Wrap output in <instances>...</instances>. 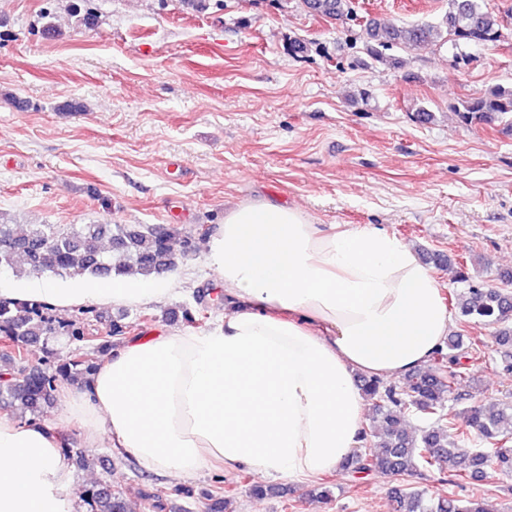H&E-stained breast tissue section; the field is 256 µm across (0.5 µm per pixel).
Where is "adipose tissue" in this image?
<instances>
[{
    "label": "adipose tissue",
    "instance_id": "ef3b65f1",
    "mask_svg": "<svg viewBox=\"0 0 512 512\" xmlns=\"http://www.w3.org/2000/svg\"><path fill=\"white\" fill-rule=\"evenodd\" d=\"M228 308L211 328L154 333L109 354L63 409L146 470L178 480L221 463L316 478L362 444L358 376L401 379L444 347L433 270L383 227L316 224L272 200L237 206L205 242ZM170 284L79 282L44 301L153 305ZM56 426L0 419V512H79Z\"/></svg>",
    "mask_w": 512,
    "mask_h": 512
}]
</instances>
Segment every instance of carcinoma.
<instances>
[{"mask_svg": "<svg viewBox=\"0 0 512 512\" xmlns=\"http://www.w3.org/2000/svg\"><path fill=\"white\" fill-rule=\"evenodd\" d=\"M303 4L321 16L356 19L349 0H303ZM448 4L443 20L447 40L487 45L504 38L502 19L486 0H448ZM366 35L372 60L393 65L395 60L384 51L394 46L422 47L439 33L427 23L404 26L373 21L367 24ZM456 112L466 122L475 118L492 124L512 113V87L495 86L470 97ZM177 234L166 225L73 224L64 230L55 224L20 228L0 221V270L20 262L32 274L50 272L69 278L159 275L173 270L194 250V239L187 236L182 250L175 251L172 239ZM458 277L468 284L465 291L451 295L460 320L498 325V341L512 345V292L474 285L463 269ZM52 335L87 341L82 322L56 320L48 303L0 297V336L10 341L0 348V404L28 422L37 420L44 407L52 404L58 377L79 384L97 370V364L78 351L64 358L49 350L32 362L28 346ZM447 348L448 352L437 353L432 365L409 374L400 387L388 386L376 377L363 379L362 392L371 402L373 416L363 431L366 447L346 459L347 468L357 474L378 471L398 478L420 469L455 467L446 494L432 497L423 491L393 488L392 512H487L481 505L463 504L454 488L461 487L465 478L484 473L492 460L502 473H512V403L450 412L448 402L461 399L455 391L461 377L460 359L467 353L479 356L480 348L474 341L464 345L461 336L448 337ZM411 413L426 422L415 436L404 425ZM80 497L89 512L129 509L124 495L107 483L83 490Z\"/></svg>", "mask_w": 512, "mask_h": 512, "instance_id": "carcinoma-1", "label": "carcinoma"}]
</instances>
